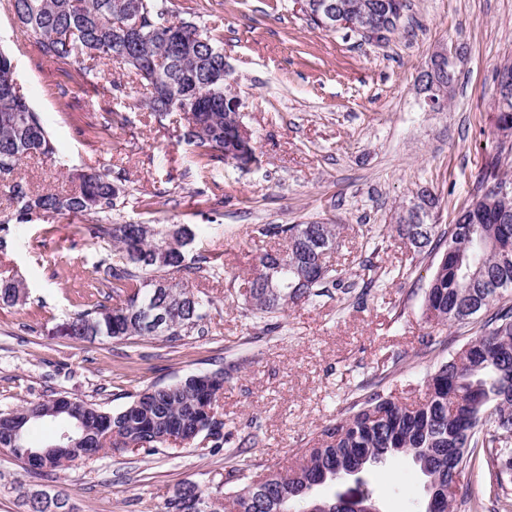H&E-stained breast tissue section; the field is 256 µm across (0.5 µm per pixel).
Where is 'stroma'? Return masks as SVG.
<instances>
[{
    "label": "stroma",
    "mask_w": 512,
    "mask_h": 512,
    "mask_svg": "<svg viewBox=\"0 0 512 512\" xmlns=\"http://www.w3.org/2000/svg\"><path fill=\"white\" fill-rule=\"evenodd\" d=\"M171 7L224 50L227 81L257 139L249 169L199 157L180 138L181 113L154 117L140 105L142 88L114 90L120 75L111 67L99 66L87 82L67 77L3 5L0 48L12 53L17 86L56 147L53 160H28L21 175L34 189L61 191L73 174L108 168L128 192L113 219L200 226L192 252L216 257L219 271L189 286L215 300L211 331L176 342L73 338L71 317L96 302L94 267L111 258V242L84 235L82 216L10 224L0 232V279L22 278L25 296L0 305V408L60 392L118 410L151 385L222 367L232 374L225 420L263 426L247 464L285 467L293 450L346 414L359 381L386 369V390L419 397L427 372L479 329L427 324L423 302L436 259L380 230L394 226L420 188L439 198L434 221L444 227L476 196L482 169L502 149L494 77L512 62V0H407L397 31L379 44L311 28L296 0H172ZM444 46L460 54L457 79L447 108L433 112L416 83ZM305 221L340 226L330 262L345 280H358L367 259L387 275L364 303L334 289L289 305L279 330L263 334L245 319L237 290L259 256L282 243L253 228ZM428 334L438 339L429 351ZM232 464L222 452L172 447L110 452L37 476L0 451V512H23L22 483L64 490L76 512H162L182 482L222 489ZM366 478L380 512H419L425 478L411 458L372 464ZM460 484L466 504L457 512H499L512 500V479L496 483L485 448Z\"/></svg>",
    "instance_id": "obj_1"
}]
</instances>
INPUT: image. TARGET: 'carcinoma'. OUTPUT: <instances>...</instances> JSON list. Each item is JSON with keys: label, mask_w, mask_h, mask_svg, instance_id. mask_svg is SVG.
Instances as JSON below:
<instances>
[{"label": "carcinoma", "mask_w": 512, "mask_h": 512, "mask_svg": "<svg viewBox=\"0 0 512 512\" xmlns=\"http://www.w3.org/2000/svg\"><path fill=\"white\" fill-rule=\"evenodd\" d=\"M332 1L358 15L360 29L355 34L360 37L380 20V2L396 7L393 32L407 8L406 0H309L307 20L322 27L323 5ZM8 2L43 58L54 63L71 60L88 80L96 77L100 63L116 65L149 90V111L160 117L183 113V139L198 156L211 159L216 152L224 156L237 149L235 120L224 111V96L231 95L224 86V53L208 33L203 43L192 39L199 26L174 19L170 0ZM131 19L140 20V35L130 44L123 25ZM67 28L78 32L69 43L59 38ZM13 77V58L0 49V191L13 205L12 213L0 220V231L11 221L23 224L34 214L112 215L127 190L108 168L79 174V184L67 193H37L16 175L26 159L53 158L54 147L41 116L13 86ZM161 84L175 87L186 103L178 107L161 96ZM500 164L498 154L487 161L479 190L493 182L509 193L489 197L483 212L468 206L442 230L428 223L429 210L437 207L438 199L423 189L413 204L416 222L397 226L399 237L414 252L442 251L425 295L426 323L445 326L484 317L479 333L458 356L427 375L423 399L407 403L385 392V377L376 376L358 387L349 414L326 426L295 464L285 470L267 467L253 475L233 466L220 497L194 482H183L166 498L164 512H304L315 503L319 512H341L338 498L321 497L317 490L342 477L361 485V508L351 512H364L373 498L362 474L371 463L396 454L408 455L419 465L428 495L437 486L448 489L442 512H452L460 491L458 477L472 467L476 449H495L497 479L512 474V223H496L498 213L512 214V178L500 174ZM255 231L287 240L284 249L258 259L241 291L245 317L263 322L267 334L279 328L272 319L290 303L313 300L331 288L347 293L359 287L362 299L380 286L374 276L360 285L347 282L328 265L324 250L336 248V224H259ZM90 232L112 241V260L98 261L95 273L109 289L105 296L117 302L77 312L71 336L90 342L142 336L168 341L209 333L213 299L174 277L183 273L206 278L215 272L209 257L189 256L196 237L193 226L95 223ZM491 280L499 281V287H487ZM22 293L20 281L0 282L1 304H16ZM226 381L222 367L190 374L143 390L117 411L81 399L73 408L75 418L61 394L25 402L0 410V446L20 461L30 449L43 452L26 467L32 474L62 471L71 460L68 450L57 448L59 435L67 421L79 418L78 434L84 436L80 453L88 460L118 443L154 454L170 447L169 437L180 435L206 436L207 447L218 450L233 436L219 411ZM46 420L55 428L39 444L30 443L29 428ZM248 428L238 441L239 454L259 443L260 426L252 421ZM22 499L26 512H74L61 491L44 490L39 498Z\"/></svg>", "instance_id": "1"}]
</instances>
